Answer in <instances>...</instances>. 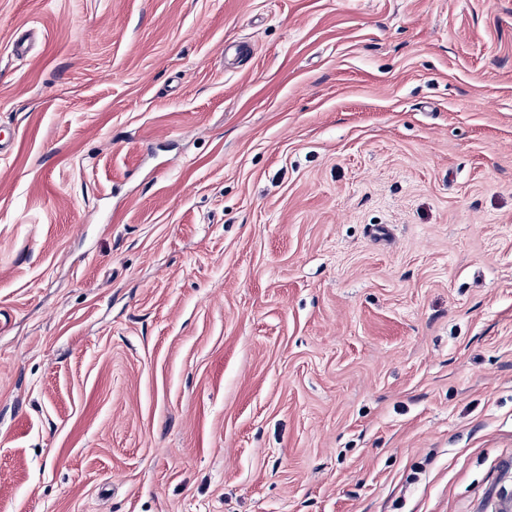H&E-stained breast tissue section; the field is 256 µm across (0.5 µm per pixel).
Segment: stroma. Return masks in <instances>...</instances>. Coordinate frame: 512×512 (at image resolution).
<instances>
[{
	"label": "stroma",
	"mask_w": 512,
	"mask_h": 512,
	"mask_svg": "<svg viewBox=\"0 0 512 512\" xmlns=\"http://www.w3.org/2000/svg\"><path fill=\"white\" fill-rule=\"evenodd\" d=\"M0 512H512V0H0Z\"/></svg>",
	"instance_id": "obj_1"
}]
</instances>
